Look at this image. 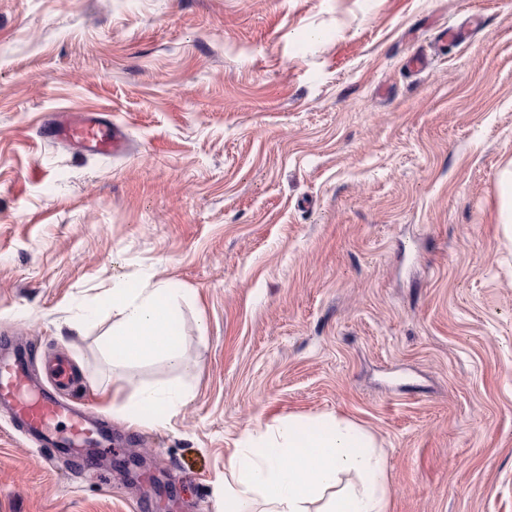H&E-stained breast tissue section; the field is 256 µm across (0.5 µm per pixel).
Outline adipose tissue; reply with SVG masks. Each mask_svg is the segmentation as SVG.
Here are the masks:
<instances>
[{"instance_id": "adipose-tissue-1", "label": "adipose tissue", "mask_w": 512, "mask_h": 512, "mask_svg": "<svg viewBox=\"0 0 512 512\" xmlns=\"http://www.w3.org/2000/svg\"><path fill=\"white\" fill-rule=\"evenodd\" d=\"M112 330L102 350L114 366L128 368L161 358L187 371L180 310L163 281L118 280L108 294ZM180 386H142L131 398L130 425L145 423V410L185 406ZM225 512H386L384 464L374 441L356 424L327 418L288 417L260 434L245 433L228 457Z\"/></svg>"}]
</instances>
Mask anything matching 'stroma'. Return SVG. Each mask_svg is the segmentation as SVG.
Instances as JSON below:
<instances>
[{
  "mask_svg": "<svg viewBox=\"0 0 512 512\" xmlns=\"http://www.w3.org/2000/svg\"><path fill=\"white\" fill-rule=\"evenodd\" d=\"M62 110L128 150L42 141ZM511 162L512 0H0V343L112 431L86 464L0 411V512H224L244 431L324 415L387 512H512ZM117 277L180 305L194 370L122 372L181 381L169 420L121 412ZM501 186V217L502 222L512 228V169L508 168L503 171L500 179Z\"/></svg>",
  "mask_w": 512,
  "mask_h": 512,
  "instance_id": "stroma-1",
  "label": "stroma"
}]
</instances>
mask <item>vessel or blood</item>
Masks as SVG:
<instances>
[{
	"label": "vessel or blood",
	"instance_id": "b4317fda",
	"mask_svg": "<svg viewBox=\"0 0 512 512\" xmlns=\"http://www.w3.org/2000/svg\"><path fill=\"white\" fill-rule=\"evenodd\" d=\"M54 142L76 145L98 155L119 154L126 149L122 128L105 113L62 112L45 129ZM27 376V357L23 352L0 360V404H10L15 415L44 446L85 448L108 445L102 424L90 419L87 410H69L50 393L31 396Z\"/></svg>",
	"mask_w": 512,
	"mask_h": 512
}]
</instances>
